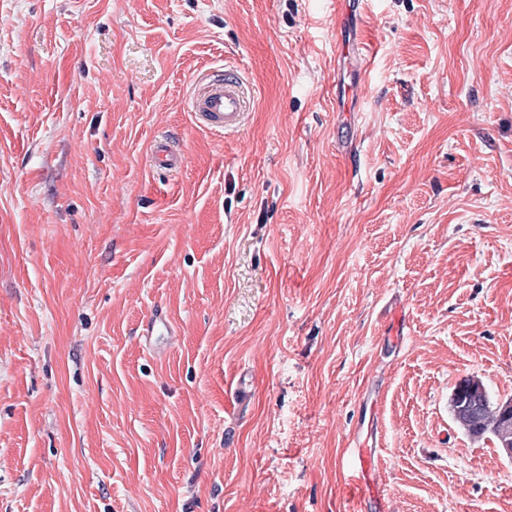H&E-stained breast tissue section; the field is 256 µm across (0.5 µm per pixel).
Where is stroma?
I'll return each mask as SVG.
<instances>
[{
    "label": "stroma",
    "mask_w": 512,
    "mask_h": 512,
    "mask_svg": "<svg viewBox=\"0 0 512 512\" xmlns=\"http://www.w3.org/2000/svg\"><path fill=\"white\" fill-rule=\"evenodd\" d=\"M466 377L512 399V0H0V512H353L370 440L395 512H512ZM253 102L252 90L242 79L198 74L188 97V110L201 127L228 135L246 126ZM152 156L155 166L161 170H178L184 162L182 146L167 138L156 141Z\"/></svg>",
    "instance_id": "stroma-1"
}]
</instances>
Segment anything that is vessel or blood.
Instances as JSON below:
<instances>
[{
  "instance_id": "obj_1",
  "label": "vessel or blood",
  "mask_w": 512,
  "mask_h": 512,
  "mask_svg": "<svg viewBox=\"0 0 512 512\" xmlns=\"http://www.w3.org/2000/svg\"><path fill=\"white\" fill-rule=\"evenodd\" d=\"M253 102V93L242 79L200 74L193 82L188 109L201 127L228 135L246 126ZM153 160L157 168L175 171L183 165L184 151L178 142L160 139L156 142ZM351 458L350 478L363 487L357 512H392L389 493L377 486L379 463L374 451L355 448Z\"/></svg>"
}]
</instances>
